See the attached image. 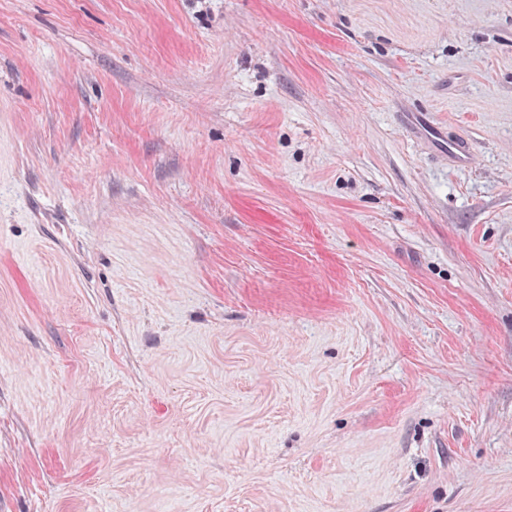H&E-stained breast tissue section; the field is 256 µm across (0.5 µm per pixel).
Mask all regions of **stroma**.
Here are the masks:
<instances>
[{"mask_svg": "<svg viewBox=\"0 0 512 512\" xmlns=\"http://www.w3.org/2000/svg\"><path fill=\"white\" fill-rule=\"evenodd\" d=\"M0 512H512V0H0Z\"/></svg>", "mask_w": 512, "mask_h": 512, "instance_id": "1", "label": "stroma"}]
</instances>
